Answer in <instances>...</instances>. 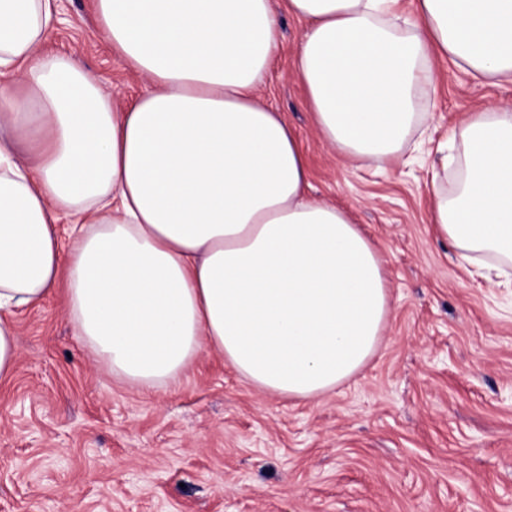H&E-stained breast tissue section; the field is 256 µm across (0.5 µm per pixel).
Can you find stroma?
I'll return each mask as SVG.
<instances>
[{
  "label": "stroma",
  "mask_w": 512,
  "mask_h": 512,
  "mask_svg": "<svg viewBox=\"0 0 512 512\" xmlns=\"http://www.w3.org/2000/svg\"><path fill=\"white\" fill-rule=\"evenodd\" d=\"M282 11L261 99L299 135L312 198L346 209L380 254L395 313L376 354L309 402L263 393L202 351L178 390L144 391L76 338L62 295L16 313L0 385V512H512V288L470 274L432 232L429 189L449 128L512 85L433 63L428 156L381 172L337 156L295 76L303 31ZM47 48L122 105L141 78L92 0H60Z\"/></svg>",
  "instance_id": "35a3bbf8"
}]
</instances>
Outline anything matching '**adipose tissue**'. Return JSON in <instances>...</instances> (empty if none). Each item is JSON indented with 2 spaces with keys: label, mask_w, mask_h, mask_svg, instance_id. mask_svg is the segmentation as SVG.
<instances>
[{
  "label": "adipose tissue",
  "mask_w": 512,
  "mask_h": 512,
  "mask_svg": "<svg viewBox=\"0 0 512 512\" xmlns=\"http://www.w3.org/2000/svg\"><path fill=\"white\" fill-rule=\"evenodd\" d=\"M288 0L296 74L338 155L385 168L425 118L432 58L512 85V0ZM144 81L114 106L43 44L57 0H0V380L9 312L66 291L78 339L144 389L210 349L257 389L324 396L375 353L393 313L382 263L308 195L297 133L258 91L278 49L272 0H96ZM451 189L431 222L461 259L512 281V99L449 129Z\"/></svg>",
  "instance_id": "obj_1"
}]
</instances>
